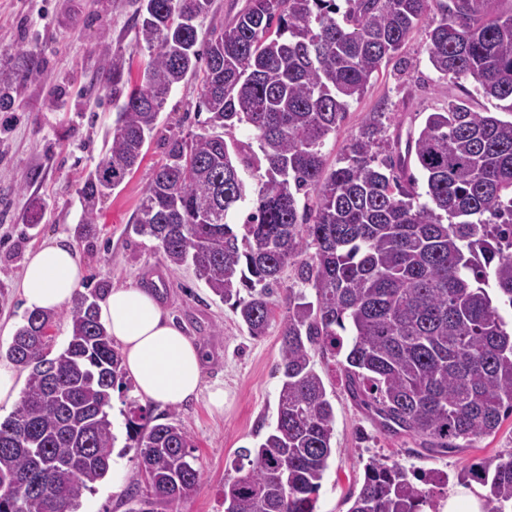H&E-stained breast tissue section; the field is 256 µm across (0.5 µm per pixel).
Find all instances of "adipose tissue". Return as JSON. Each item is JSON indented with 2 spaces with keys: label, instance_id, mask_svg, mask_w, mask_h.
<instances>
[{
  "label": "adipose tissue",
  "instance_id": "ef3b65f1",
  "mask_svg": "<svg viewBox=\"0 0 512 512\" xmlns=\"http://www.w3.org/2000/svg\"><path fill=\"white\" fill-rule=\"evenodd\" d=\"M82 279L75 247L59 237L28 255L20 289L29 310L56 311L74 301ZM99 318L142 399L175 406L203 394L210 410L223 414V385L204 389L199 346L168 319L154 293L137 286L112 289Z\"/></svg>",
  "mask_w": 512,
  "mask_h": 512
}]
</instances>
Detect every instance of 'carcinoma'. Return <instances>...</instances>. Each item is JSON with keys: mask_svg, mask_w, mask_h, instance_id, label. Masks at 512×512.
<instances>
[{"mask_svg": "<svg viewBox=\"0 0 512 512\" xmlns=\"http://www.w3.org/2000/svg\"><path fill=\"white\" fill-rule=\"evenodd\" d=\"M433 69L471 79L512 115V7L504 0H245L199 40L214 0H141V81L112 54L102 78L116 119L105 156L80 188L82 241L96 238L97 202L130 175L170 93L199 80L201 132L171 137L142 194L136 234L159 242L167 266L197 279L239 314L249 336L275 318L272 285L295 266L281 319L276 421L234 461L224 512H315L333 448L335 410L313 354L338 360L344 390L388 435H412L444 455L490 436L512 412V331L492 304L494 281L512 308V119L461 98L431 112L406 144L379 151L382 123L365 121L325 167L323 148L351 101L427 14ZM33 50L17 77L41 72ZM245 127L239 139L234 131ZM426 179L424 193L411 166ZM101 281L66 311H34L7 357L29 369L21 400L0 419V512H78L110 469L118 441L107 408L130 389L98 318ZM125 447L149 487L129 512H171L201 483L195 441L151 407L124 401ZM488 488L491 512L512 505V452L458 477ZM434 480L372 459L348 512H434Z\"/></svg>", "mask_w": 512, "mask_h": 512, "instance_id": "obj_1", "label": "carcinoma"}]
</instances>
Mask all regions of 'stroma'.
Here are the masks:
<instances>
[{
    "instance_id": "stroma-1",
    "label": "stroma",
    "mask_w": 512,
    "mask_h": 512,
    "mask_svg": "<svg viewBox=\"0 0 512 512\" xmlns=\"http://www.w3.org/2000/svg\"><path fill=\"white\" fill-rule=\"evenodd\" d=\"M139 0H0V82L20 50L34 48L44 67L33 79L14 83V102L0 112V352H5L27 310L20 280L27 254L57 236L74 237L81 218L78 189L105 154V137L116 118L100 68L122 52L139 81L148 56L136 44ZM468 99L477 112L497 111L499 103L479 94L469 79L441 77L426 52L424 27H417L399 51L384 62L361 97L352 102L335 135L327 140V167H334L347 140L366 118L380 113L382 138L390 142L418 128L428 113L449 98ZM199 84L180 85L169 95L143 159L124 183L99 204V233L93 242L76 240L84 267L82 292L100 281L110 287L159 283L160 305L199 345L204 381L224 383V412L211 413L204 400L176 406L177 419L196 443L202 479L196 494L178 512H224V479L241 449L255 448L276 418L281 374L280 324L252 338L229 305L215 297L193 270L171 271L155 239L133 233L144 189L165 160L170 135L199 132L195 112ZM40 222H33V215ZM333 403L335 455L322 480L315 512H347L346 499L359 491L369 459L399 463L427 472L430 490L443 504L458 484L457 475L487 458L512 452V416L499 431L471 447L445 455L414 453L411 436L382 433L367 412L343 389L340 373L318 361ZM114 475L85 494L79 512H127L130 491L146 493L137 451L113 455Z\"/></svg>"
}]
</instances>
